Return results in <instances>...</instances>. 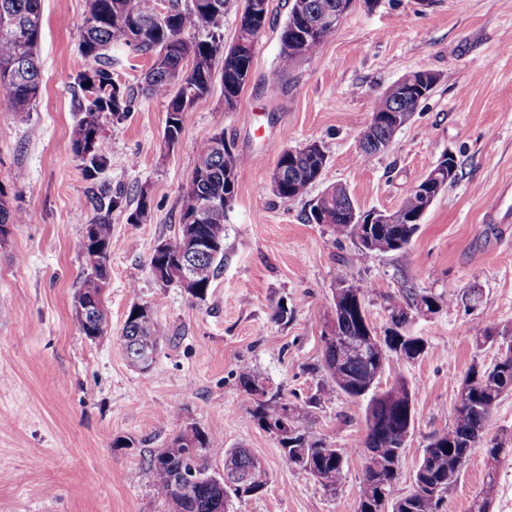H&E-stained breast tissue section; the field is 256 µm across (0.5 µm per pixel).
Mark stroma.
<instances>
[{
	"instance_id": "35a3bbf8",
	"label": "stroma",
	"mask_w": 512,
	"mask_h": 512,
	"mask_svg": "<svg viewBox=\"0 0 512 512\" xmlns=\"http://www.w3.org/2000/svg\"><path fill=\"white\" fill-rule=\"evenodd\" d=\"M292 4L268 0L269 22L235 108L225 109L222 85L213 83L171 149L163 144L167 99L139 90L147 56L113 49L114 71L133 103L106 125L112 164L101 179L122 190L127 206L112 213L108 327L92 340L74 307L87 271L84 226L93 216L71 147L75 77L85 65L84 0H43L40 96L22 114L0 105V189L24 216L0 241V512H171L148 461L189 425L219 445L203 453L211 471L223 472L224 450L239 447L267 471L265 490L230 499L227 512H354L365 404L317 392L340 264L370 285L366 311L377 333L408 291L441 303L407 327L427 342L428 355L389 357L380 380L386 387L405 379L417 412L391 498L412 491L424 448L452 425L471 364L492 362L494 349L478 346L477 336L488 328L512 336V195L500 196L512 186V0H352L335 34L275 84L269 76ZM419 70L437 74L433 90L386 149L358 161L379 97ZM217 132L243 163L225 221L224 265L199 301L157 282L149 260L159 240L177 234L183 190ZM314 141L328 154L320 180L303 197L275 196L271 176L281 153ZM449 152L458 177L403 250L362 254L305 219L313 200L337 184L362 211H395ZM143 193L147 213L130 221ZM497 198L503 205L494 213ZM137 303L151 305L166 329L146 372L120 344ZM282 304L288 316L280 320ZM244 365L289 404L307 408L319 395L308 408L311 430L344 458L335 491L291 469L277 439L251 421L239 385ZM487 434L506 446L492 512H512V394L494 408ZM486 462L483 449H472L441 512H469Z\"/></svg>"
}]
</instances>
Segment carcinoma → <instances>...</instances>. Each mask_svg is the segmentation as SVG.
<instances>
[{"mask_svg": "<svg viewBox=\"0 0 512 512\" xmlns=\"http://www.w3.org/2000/svg\"><path fill=\"white\" fill-rule=\"evenodd\" d=\"M248 2L243 0L237 29L247 32L252 42L237 49L224 50V6L228 0H166V12H161L159 0H85V10L80 27L79 50L90 65L76 76L80 90L77 96V120L72 132V150L83 164L85 178L90 181L87 201L94 217L85 225L87 261L90 273L86 274L79 296L89 298L99 292V282L108 276V249L112 238V212L123 207V194L112 190L105 182H98V175L112 164L104 120H119L130 112L132 97L127 87L114 78L112 70V45L121 43L147 55L151 65L143 74V91L168 99L167 119L171 124L164 128L167 147L180 141L189 112L197 99L210 91L215 75H220L224 86V101L234 108L244 86L242 66L251 65L255 40L265 29L268 16L250 14ZM344 0H294L290 14L280 33V55L271 80L280 81L288 71L318 46L331 38L336 25L327 18L336 13ZM42 0H0V101L13 112H28L39 96L41 73L36 49L41 38ZM193 27L198 35L184 36ZM420 103L419 92L413 90L403 98L399 92L388 88L381 95L375 112L402 113L400 124H369L362 137L359 159H364L384 149L393 135L406 123ZM214 145H205L207 151L199 154L193 177L183 190L179 223L195 213L199 201L211 197H235L237 169L243 160L224 147V133L210 137ZM328 154L296 150L292 159L281 157L278 163H289L285 184L273 188L274 193L287 199L305 195L318 181L326 165ZM426 206L423 195L412 190L399 208L387 215V222L376 223L375 212H362L342 185L327 188L313 202L308 222H321L332 228L334 238L350 240L359 251L394 252L407 247L418 229L412 219ZM226 208L209 210L199 219L198 232L217 242L219 248L208 255L192 257L197 265L202 295L206 299L209 288L224 262V236ZM166 247L160 260L172 265L182 259L183 231L172 239L163 240ZM336 282L350 283L365 299L371 291L369 285L353 283L351 267L344 265L336 272ZM440 307L431 294L410 293L405 304L391 307L394 330L385 334L383 342L367 336L362 331V319L349 311L338 315L334 325L339 333L363 347L359 354L350 348H324V375L320 391L344 393L352 399L366 401L364 447L375 458H366L360 495L355 512H441L443 496L459 480L467 458V448L485 449L490 470L481 491L472 499L470 512H492L493 493L496 485V466L503 452L502 442L488 437L486 425L498 402L512 394V336H494L491 329L477 338L478 345L496 346V356L488 364L473 363L466 378L470 381L467 402L456 408L451 427L434 436L424 449L418 467L424 468L426 484L438 487L434 493L426 488L413 490L406 496L392 500L390 491L399 475L402 435L408 422H416L417 413L412 390L406 381L399 379L386 389L380 388L384 370L377 346L384 353L401 350L410 358L427 353V344L415 338L401 324L412 310L433 312ZM107 327L105 310L99 311L97 322L81 324L85 336L94 339ZM125 336L165 335L156 318L140 319L124 329ZM239 383L251 401L249 416L261 428L268 429L273 419V408L257 401L255 389L260 380L250 367L242 365ZM290 425L300 443L308 448L305 459L294 458L287 446H282L288 464L302 474L314 478L329 491L336 490L343 475V461L337 449L329 447L310 430L308 412L293 408ZM182 435L175 436L170 445L161 448L150 460V472L157 495L165 500H175L179 512H226L228 493H237L232 487L219 483L215 475L197 454L195 465L200 478L189 485L172 483V474L187 467V460L179 450ZM232 458L234 469L247 477L245 492L256 495L267 485V472L255 465L256 457L245 448L224 450Z\"/></svg>", "mask_w": 512, "mask_h": 512, "instance_id": "carcinoma-1", "label": "carcinoma"}]
</instances>
